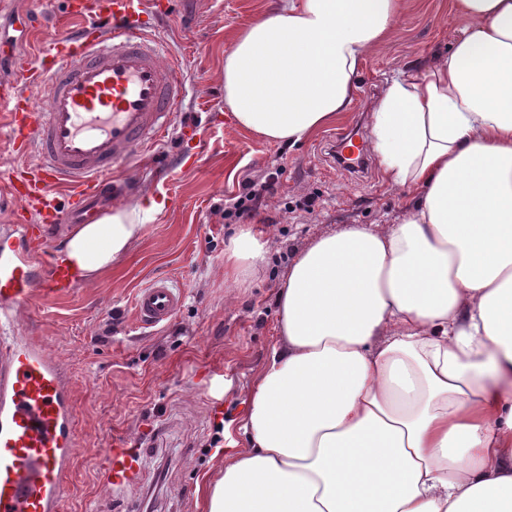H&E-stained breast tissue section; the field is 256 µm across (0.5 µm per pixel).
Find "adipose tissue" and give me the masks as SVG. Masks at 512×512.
Here are the masks:
<instances>
[{
  "mask_svg": "<svg viewBox=\"0 0 512 512\" xmlns=\"http://www.w3.org/2000/svg\"><path fill=\"white\" fill-rule=\"evenodd\" d=\"M442 63L400 73L374 110L384 228L347 224L293 258L276 344L246 394L247 448L196 485L204 512H512V0H456ZM401 0H284L224 57L237 125L295 145L347 111ZM164 202L116 204L62 252L110 272ZM265 260L246 227L224 277Z\"/></svg>",
  "mask_w": 512,
  "mask_h": 512,
  "instance_id": "adipose-tissue-1",
  "label": "adipose tissue"
}]
</instances>
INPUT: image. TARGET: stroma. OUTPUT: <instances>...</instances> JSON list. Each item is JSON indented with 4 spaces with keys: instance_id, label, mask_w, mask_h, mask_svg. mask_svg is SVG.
<instances>
[{
    "instance_id": "1",
    "label": "stroma",
    "mask_w": 512,
    "mask_h": 512,
    "mask_svg": "<svg viewBox=\"0 0 512 512\" xmlns=\"http://www.w3.org/2000/svg\"><path fill=\"white\" fill-rule=\"evenodd\" d=\"M281 0H169L149 31L183 66L182 109L164 141L118 173L113 203L146 196L166 208L111 273L80 283L68 296L37 300L24 319L75 384L76 433L65 512H199L195 482L215 468L224 425L241 424L245 393L277 340L278 286L297 252L346 224L400 223L409 199L380 167L354 178L336 168L322 133L296 147L240 129L224 103V55L235 36ZM52 10L66 22V0H7L0 9L4 69L30 66L26 14ZM466 25L455 0H403L384 44L368 53L357 91L335 127L372 129L373 111L391 78L434 62ZM278 170L245 220L224 216L244 184ZM264 234L266 259L248 288L224 279V244L240 223ZM172 276L185 302L172 323L145 328L135 319V292ZM125 433L148 448L144 483L124 498L97 480L99 457Z\"/></svg>"
}]
</instances>
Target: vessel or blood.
<instances>
[{
  "label": "vessel or blood",
  "instance_id": "1",
  "mask_svg": "<svg viewBox=\"0 0 512 512\" xmlns=\"http://www.w3.org/2000/svg\"><path fill=\"white\" fill-rule=\"evenodd\" d=\"M150 11L165 13L160 0H71L73 27L0 86V128L15 158L0 171L10 221L0 235V512L63 509L79 447L74 389L21 318L35 299L69 294L79 283L63 255L39 259L44 240L111 200L118 165L163 139L181 107L184 79L148 32ZM332 142L346 168L369 159L357 133ZM182 303V288L158 277L138 290L135 312L144 325L164 326ZM143 457L138 441L114 435L100 462L103 489L139 484Z\"/></svg>",
  "mask_w": 512,
  "mask_h": 512
}]
</instances>
